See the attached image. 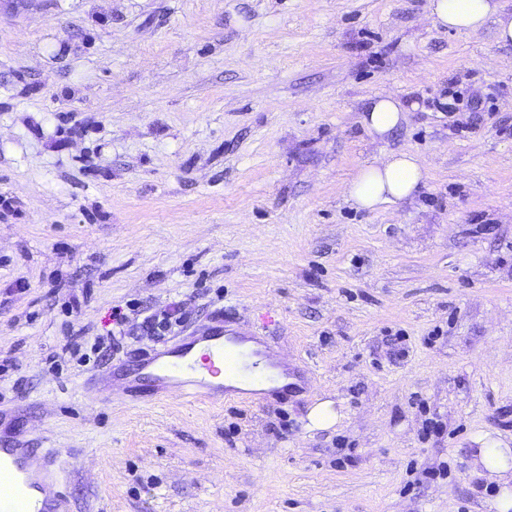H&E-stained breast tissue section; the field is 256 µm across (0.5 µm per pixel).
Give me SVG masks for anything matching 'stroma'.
I'll use <instances>...</instances> for the list:
<instances>
[{
    "mask_svg": "<svg viewBox=\"0 0 512 512\" xmlns=\"http://www.w3.org/2000/svg\"><path fill=\"white\" fill-rule=\"evenodd\" d=\"M427 4L0 0V413L61 450L70 512H488L477 440L512 448V45ZM451 88L481 110L435 111ZM379 94L418 104L383 142L358 122ZM391 151L426 186L356 209ZM173 300L174 336L46 361ZM218 317L297 386L126 400L140 358ZM320 398L343 417L307 430Z\"/></svg>",
    "mask_w": 512,
    "mask_h": 512,
    "instance_id": "35a3bbf8",
    "label": "stroma"
}]
</instances>
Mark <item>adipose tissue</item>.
I'll list each match as a JSON object with an SVG mask.
<instances>
[{
	"mask_svg": "<svg viewBox=\"0 0 512 512\" xmlns=\"http://www.w3.org/2000/svg\"><path fill=\"white\" fill-rule=\"evenodd\" d=\"M428 10L435 25L457 32H475L487 23H495L498 42L512 43V14L505 12L498 0H429ZM411 109V104L400 98L379 95L364 106L359 122L369 137L381 141L402 127ZM426 179L427 171L414 154L390 152L361 167L347 194L357 208L373 210L413 197ZM239 350L236 372L224 377L226 387L269 389L287 385L283 370L256 360L251 344H240ZM478 463L482 476L498 488L492 502L496 512H512V452L497 441L486 440L479 450Z\"/></svg>",
	"mask_w": 512,
	"mask_h": 512,
	"instance_id": "ef3b65f1",
	"label": "adipose tissue"
}]
</instances>
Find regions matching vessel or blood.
<instances>
[{
  "instance_id": "b4317fda",
  "label": "vessel or blood",
  "mask_w": 512,
  "mask_h": 512,
  "mask_svg": "<svg viewBox=\"0 0 512 512\" xmlns=\"http://www.w3.org/2000/svg\"><path fill=\"white\" fill-rule=\"evenodd\" d=\"M217 321L204 332L156 353L138 370L152 392L183 400H224L219 379L232 371L234 359ZM60 455L53 448H27L18 439L0 443V512H68Z\"/></svg>"
}]
</instances>
